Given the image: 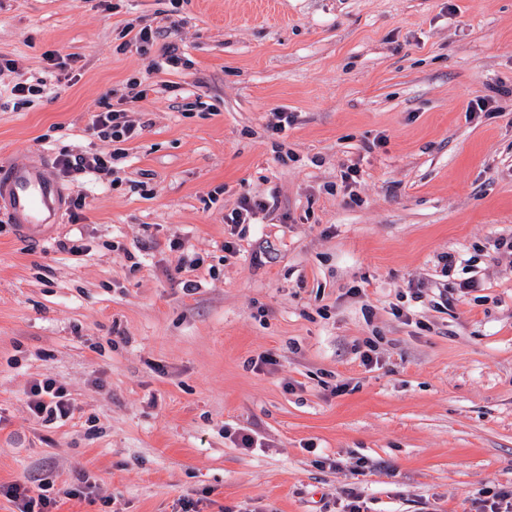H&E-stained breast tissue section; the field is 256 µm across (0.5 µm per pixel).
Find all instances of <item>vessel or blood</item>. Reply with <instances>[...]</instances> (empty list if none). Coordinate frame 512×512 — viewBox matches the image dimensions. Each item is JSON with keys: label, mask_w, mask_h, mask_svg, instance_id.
I'll return each mask as SVG.
<instances>
[{"label": "vessel or blood", "mask_w": 512, "mask_h": 512, "mask_svg": "<svg viewBox=\"0 0 512 512\" xmlns=\"http://www.w3.org/2000/svg\"><path fill=\"white\" fill-rule=\"evenodd\" d=\"M66 191L46 159L0 165V214L27 237L40 241L62 212Z\"/></svg>", "instance_id": "vessel-or-blood-1"}]
</instances>
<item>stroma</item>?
I'll return each instance as SVG.
<instances>
[{"label": "stroma", "instance_id": "obj_1", "mask_svg": "<svg viewBox=\"0 0 512 512\" xmlns=\"http://www.w3.org/2000/svg\"><path fill=\"white\" fill-rule=\"evenodd\" d=\"M171 41L187 66L150 69ZM58 49L60 88L15 105ZM0 59V164L110 151L94 115L150 86L82 223L35 243L0 217V484L46 478L59 512H342L354 487L366 512H482L512 490V262L490 260L512 238V0H0ZM271 188L225 256V214ZM78 232L84 255L57 249ZM47 377L66 421L28 406Z\"/></svg>", "mask_w": 512, "mask_h": 512}]
</instances>
